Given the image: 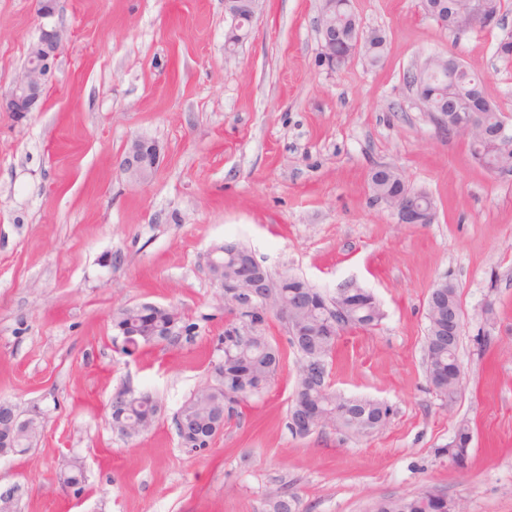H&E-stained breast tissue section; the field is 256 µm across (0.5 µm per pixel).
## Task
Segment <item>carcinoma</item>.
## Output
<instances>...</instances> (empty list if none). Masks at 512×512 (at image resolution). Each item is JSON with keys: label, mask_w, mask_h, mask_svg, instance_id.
Masks as SVG:
<instances>
[{"label": "carcinoma", "mask_w": 512, "mask_h": 512, "mask_svg": "<svg viewBox=\"0 0 512 512\" xmlns=\"http://www.w3.org/2000/svg\"><path fill=\"white\" fill-rule=\"evenodd\" d=\"M336 0V10L326 13L324 25L336 31V52L356 40L359 21L352 11L341 7ZM386 37L379 30L362 36L359 54L368 64L375 66L384 58ZM484 80V74L469 67L448 74L437 62L422 74L425 93L430 97L429 108L448 112V126H461L459 138L469 146L471 157L483 168L492 165L502 173H512V136L509 148H502L494 140H480L477 133L463 122L474 111L471 93ZM369 187L373 200L388 202L408 192L415 195L425 208L435 209L429 195L408 186L401 175L386 166L372 170ZM268 297L284 312L282 318L289 335L288 342L299 355L295 394L302 397L305 413L319 422V428H335L357 436H370L383 431L390 420L391 409L378 406L370 398H350L337 394L328 381V359L342 332L359 328H377L384 313L375 296L364 288L350 290L342 300L327 297L305 280L283 274L278 279L268 278ZM224 308L234 320L224 327L221 345L224 361L213 366L211 383L193 393L180 407L178 413L189 423V433L179 435L184 446L194 450L192 430L203 428L211 420L214 407L224 406V418L242 414V407L260 398L269 388L277 373L282 353L263 327L264 318L247 313L233 303L224 302ZM139 329L145 335L132 344H125L124 352L131 354L145 346L176 345L179 339L171 336H148L146 332L159 324L154 314L137 317ZM426 353L430 359L429 371L433 373L432 385L440 395L448 394L454 384L448 382V337L438 335L433 317H428ZM125 419L148 431L158 417V403L147 392L131 388L124 390ZM471 428L463 423L456 431L457 443L443 452L464 462L469 458ZM271 512H299L298 499L281 487L267 492ZM442 497L428 490L415 495L395 496L376 501L371 512H438Z\"/></svg>", "instance_id": "cac0c4a2"}]
</instances>
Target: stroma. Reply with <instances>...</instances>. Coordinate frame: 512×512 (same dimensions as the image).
Wrapping results in <instances>:
<instances>
[{"instance_id": "stroma-1", "label": "stroma", "mask_w": 512, "mask_h": 512, "mask_svg": "<svg viewBox=\"0 0 512 512\" xmlns=\"http://www.w3.org/2000/svg\"><path fill=\"white\" fill-rule=\"evenodd\" d=\"M321 8L260 0L229 58L224 0H58L67 38L41 110L0 112V401L39 423L29 452L0 457L17 512H269L274 486L300 512H369L425 488L463 512H512V175L439 133L405 80L454 53L490 74L486 95L512 124V66L496 55L512 0L496 26L455 35L419 0H351L387 50L378 65L358 56L339 69L320 54ZM40 24L37 0H0V95ZM139 136L159 158L135 183L117 162ZM378 166L432 196L433 223H396L373 201ZM228 240L272 277L329 297L348 281L374 293L382 323L341 334L328 369L337 393L391 406L385 430L293 436L297 358L269 314L284 353L271 388L209 448L182 446L172 418L223 356L227 316L206 257ZM440 281L463 310L451 406L426 374L427 297ZM139 302L176 307L191 339L124 354L112 314ZM127 387L160 406L132 439L107 423ZM463 423L473 440L457 470L441 450ZM75 456L79 497L58 479Z\"/></svg>"}]
</instances>
